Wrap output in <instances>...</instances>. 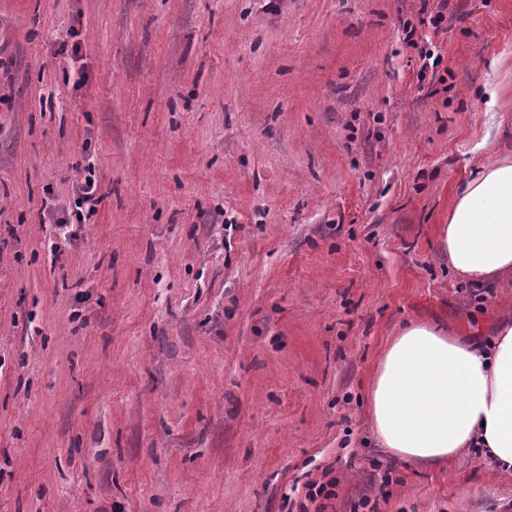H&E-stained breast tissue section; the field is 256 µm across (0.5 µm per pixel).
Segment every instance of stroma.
<instances>
[{"label":"stroma","mask_w":512,"mask_h":512,"mask_svg":"<svg viewBox=\"0 0 512 512\" xmlns=\"http://www.w3.org/2000/svg\"><path fill=\"white\" fill-rule=\"evenodd\" d=\"M436 10L0 0V512H512L480 451L395 460L366 413L405 323L512 311L435 251L512 157V0ZM406 36H405V43L408 47L414 48L417 50L419 60L422 61L420 70L418 72L419 79H423L425 77V73L432 68V74L431 77L433 78L435 76V69L440 63V57L439 55H434V52L429 50L428 48V41L421 40L422 46H419L418 42L413 40V36L415 33V28L409 26H406L405 28ZM97 186L91 177L86 176L84 182L77 181L74 185V206L75 209L71 210L72 205L67 207L62 206V211L67 212L66 218H60L56 223L63 230L62 235L66 240L67 236H72L73 232L65 231L68 224H84L89 215L95 211L94 205L98 202L96 198ZM87 206V214L84 215L83 209ZM75 220V222H73Z\"/></svg>","instance_id":"1"}]
</instances>
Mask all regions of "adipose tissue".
<instances>
[{
  "label": "adipose tissue",
  "mask_w": 512,
  "mask_h": 512,
  "mask_svg": "<svg viewBox=\"0 0 512 512\" xmlns=\"http://www.w3.org/2000/svg\"><path fill=\"white\" fill-rule=\"evenodd\" d=\"M435 250L462 283L512 280V158L485 166L456 195ZM488 338L411 321L379 357L369 383L375 444L395 459L440 464L482 449L512 474V314Z\"/></svg>",
  "instance_id": "adipose-tissue-1"
}]
</instances>
